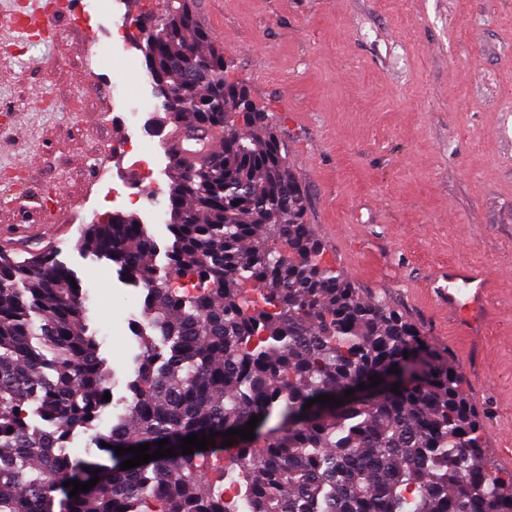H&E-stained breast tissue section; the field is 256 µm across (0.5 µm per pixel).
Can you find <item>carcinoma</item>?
I'll return each instance as SVG.
<instances>
[{"instance_id": "cac0c4a2", "label": "carcinoma", "mask_w": 512, "mask_h": 512, "mask_svg": "<svg viewBox=\"0 0 512 512\" xmlns=\"http://www.w3.org/2000/svg\"><path fill=\"white\" fill-rule=\"evenodd\" d=\"M136 23L163 123L197 126L221 148L173 164L163 267L132 214L86 232L92 252L146 290L134 377L105 432L110 370L82 283L52 254L0 253V512H54L57 492L62 512H512V471L490 461L457 368L324 258L288 149L224 80V51L191 0H162ZM319 395L341 404L304 408ZM254 416L255 439L222 446ZM77 429L112 445L107 462L60 451ZM201 432L218 433L224 478L238 474L242 498L203 477L204 453L182 454ZM163 439L176 456L120 469L132 454L116 447L148 443L151 454ZM95 476L76 496L64 487Z\"/></svg>"}]
</instances>
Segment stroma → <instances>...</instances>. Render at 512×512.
Instances as JSON below:
<instances>
[{
  "instance_id": "35a3bbf8",
  "label": "stroma",
  "mask_w": 512,
  "mask_h": 512,
  "mask_svg": "<svg viewBox=\"0 0 512 512\" xmlns=\"http://www.w3.org/2000/svg\"><path fill=\"white\" fill-rule=\"evenodd\" d=\"M87 28L56 19V41L7 53L0 37V227L36 226L23 256L50 247L81 278L88 325L126 393L145 292L81 245L87 225L166 211L171 160L131 128L123 102L157 105L138 14L162 0H103ZM221 46L227 80L267 110L307 196L306 222L348 279L384 297L446 352L485 448L512 442V0H192ZM77 104L68 111L66 102ZM132 142L158 193L136 204ZM488 271L496 314L482 343L458 333L430 288L449 262Z\"/></svg>"
}]
</instances>
